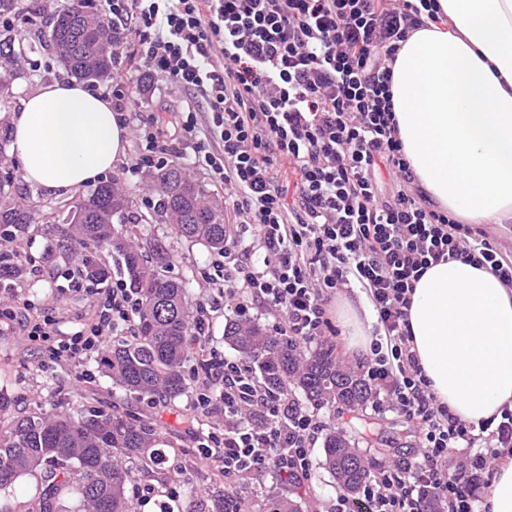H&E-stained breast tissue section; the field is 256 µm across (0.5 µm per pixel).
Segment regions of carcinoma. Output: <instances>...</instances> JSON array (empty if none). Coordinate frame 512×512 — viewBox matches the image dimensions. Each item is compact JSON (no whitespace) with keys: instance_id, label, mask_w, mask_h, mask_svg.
Wrapping results in <instances>:
<instances>
[{"instance_id":"carcinoma-1","label":"carcinoma","mask_w":512,"mask_h":512,"mask_svg":"<svg viewBox=\"0 0 512 512\" xmlns=\"http://www.w3.org/2000/svg\"><path fill=\"white\" fill-rule=\"evenodd\" d=\"M111 29L90 6V0H69L55 15L49 32L60 62L79 79L103 81L117 63L114 49L100 52L92 29ZM12 38L0 39V98L11 94L18 71L13 66ZM157 195L154 218L173 224L175 233L216 253L224 252L229 227L224 210H213V194L171 165L150 174ZM196 185L192 201L173 195L179 184ZM72 208L84 213L77 223L48 224L44 231L62 238L63 247L79 246L97 254L82 262V276L107 285L114 278L133 288L139 298L130 335L115 336L99 359L112 384L137 400L174 399L186 388L183 368L194 333V315L187 299L188 283L171 279L166 268L173 257L157 247L146 255L133 227L148 222L114 182L100 184L78 197ZM35 223L31 209L11 198L0 182V224L10 237L26 234ZM224 341L260 374L273 393L299 392L315 407L331 406L356 413L371 399L362 372L336 353V344L321 341L299 347L261 324L230 317ZM325 465L338 484L356 493L369 475V462L344 430L329 431L323 441ZM167 449L154 425L90 405L63 414H30L0 427V512L9 507L16 480L43 473L31 512H136L126 485L138 474L152 479L164 470Z\"/></svg>"}]
</instances>
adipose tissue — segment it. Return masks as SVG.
I'll return each instance as SVG.
<instances>
[{
	"instance_id": "obj_1",
	"label": "adipose tissue",
	"mask_w": 512,
	"mask_h": 512,
	"mask_svg": "<svg viewBox=\"0 0 512 512\" xmlns=\"http://www.w3.org/2000/svg\"><path fill=\"white\" fill-rule=\"evenodd\" d=\"M392 64L393 115L415 183L467 224L512 220V0H436ZM24 178L58 195L123 155L111 102L76 81L29 94L13 116ZM351 350L369 347L371 310L341 300ZM413 348L439 403L478 423L512 402V287L462 260L431 266L408 308Z\"/></svg>"
}]
</instances>
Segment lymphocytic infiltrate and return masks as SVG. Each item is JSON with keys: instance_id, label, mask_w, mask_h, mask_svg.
<instances>
[{"instance_id": "f902f5d3", "label": "lymphocytic infiltrate", "mask_w": 512, "mask_h": 512, "mask_svg": "<svg viewBox=\"0 0 512 512\" xmlns=\"http://www.w3.org/2000/svg\"><path fill=\"white\" fill-rule=\"evenodd\" d=\"M103 15L142 47L139 65L192 92L208 112L217 148L195 146V161L224 183L225 199L252 242L229 235L214 265L224 303L275 312L276 334L307 345L336 335L341 289L366 291L377 313L363 375L373 408L395 412L419 433L414 460L372 477L356 497L338 494L328 512H477L483 467L512 460V408L479 424L437 402L411 343L410 294L433 264L465 259L512 286L503 256L412 186L392 116L391 68L400 43L435 0H105ZM394 178L383 198L381 174ZM137 306L113 282L83 326L59 333L52 315L15 298L0 325L52 346L58 361L104 349L131 325ZM200 353L198 408L224 407V430L209 433L199 457L220 466L235 490L273 475L301 485L321 426L288 394H269L239 360ZM483 445L482 463L449 469L456 448Z\"/></svg>"}]
</instances>
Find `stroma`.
Here are the masks:
<instances>
[{"instance_id":"35a3bbf8","label":"stroma","mask_w":512,"mask_h":512,"mask_svg":"<svg viewBox=\"0 0 512 512\" xmlns=\"http://www.w3.org/2000/svg\"><path fill=\"white\" fill-rule=\"evenodd\" d=\"M52 15V10H44L31 25L26 41L15 43L16 59L25 76L14 83L10 97L0 103V113L15 114L20 111V101L28 91L44 83L68 79L64 65L50 47L41 43ZM118 88L134 93L140 107L127 125L129 139L124 156L112 169L104 172L103 177L107 180L119 177L137 212L149 216L156 201L150 187L149 170L143 167L131 174L127 168L136 163L147 135L154 132L155 117L165 112L186 110L193 96L140 68L127 55L119 56L111 79L97 83L95 91L108 98ZM160 142L172 149L171 163L186 165L191 175L208 189L223 195V185L208 170L195 164L192 140L183 135L180 126L165 125ZM0 178L9 179L13 197L26 199L34 207L36 216L35 224L30 226L27 237L18 246L25 259L24 268L13 276L12 281L24 297L35 303L37 310L55 316L62 331H71L91 317L98 298L76 290L66 278L68 270L78 262L80 251L60 248L57 238L44 231L45 224L55 222L56 211L68 204L69 199L27 185L20 161L12 153L6 161L0 162ZM137 237L144 249L160 244L173 255L169 274L190 281V304L209 299L213 312L206 329L207 346L220 355L234 357V350L224 342V323L226 318L234 316L235 311L224 305V296L212 267L213 252L201 244L180 238L169 225L157 222L138 225ZM0 390L11 397L12 410L16 413L64 412L82 393L95 395L101 406H114L133 417L152 422L162 440L170 443L171 451L164 480L148 482L137 478L130 484L131 490L140 495L142 512H155L161 498L177 505L180 512H211L214 498L224 492L223 477L216 468L200 464L198 453L199 436L223 431L224 417L210 414L197 424L186 422L185 415L197 400L195 386H188L181 397L171 402L137 401L113 386L96 359L78 363L55 361L47 346L30 343L20 328L14 326L0 330ZM363 415L370 425L371 438L381 440L384 446L380 452L366 448L368 459L379 460L388 466L399 457L415 455V433L401 418L390 413L379 414L370 408L364 409ZM322 448V438H315L310 449L311 476L299 490L303 512H326L329 501L335 499L339 490L322 464Z\"/></svg>"}]
</instances>
